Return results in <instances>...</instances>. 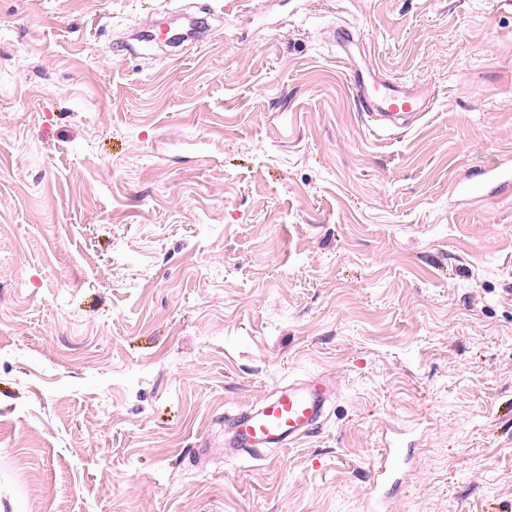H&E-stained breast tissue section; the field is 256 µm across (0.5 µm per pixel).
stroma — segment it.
<instances>
[{
	"label": "stroma",
	"instance_id": "obj_1",
	"mask_svg": "<svg viewBox=\"0 0 512 512\" xmlns=\"http://www.w3.org/2000/svg\"><path fill=\"white\" fill-rule=\"evenodd\" d=\"M353 65L431 109L371 134ZM501 160L512 0H0V512H361L394 427L392 512H512ZM331 394L329 384L320 378L288 382L259 407L226 416L236 437L235 450L293 445L319 425Z\"/></svg>",
	"mask_w": 512,
	"mask_h": 512
}]
</instances>
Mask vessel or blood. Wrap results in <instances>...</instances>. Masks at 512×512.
<instances>
[{"mask_svg": "<svg viewBox=\"0 0 512 512\" xmlns=\"http://www.w3.org/2000/svg\"><path fill=\"white\" fill-rule=\"evenodd\" d=\"M352 84L360 112L378 118V131L391 130L401 116L422 117L429 111L431 93L393 78L380 70L356 68ZM331 395L329 384L320 378L291 382L264 398L257 408L241 410L228 418L238 449L285 447L310 434L319 424ZM397 445L383 448L374 469L366 499L367 512H379L390 487L399 484L405 459Z\"/></svg>", "mask_w": 512, "mask_h": 512, "instance_id": "1", "label": "vessel or blood"}]
</instances>
